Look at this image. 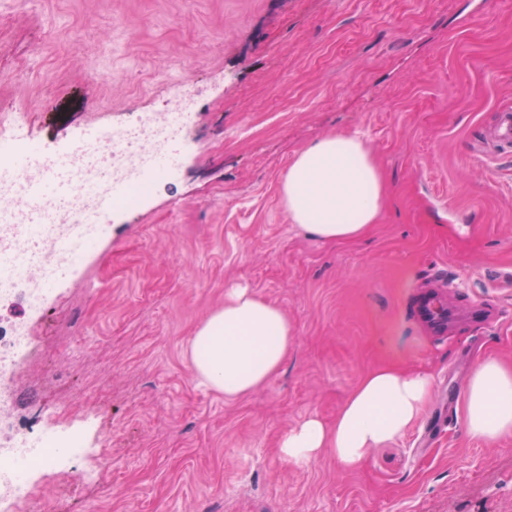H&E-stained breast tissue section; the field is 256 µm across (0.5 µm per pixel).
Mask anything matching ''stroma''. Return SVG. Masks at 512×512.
I'll return each instance as SVG.
<instances>
[{
  "mask_svg": "<svg viewBox=\"0 0 512 512\" xmlns=\"http://www.w3.org/2000/svg\"><path fill=\"white\" fill-rule=\"evenodd\" d=\"M194 102L170 176L106 228L38 307L0 297V342L23 326L0 435L83 436L80 488L33 472L72 512H512V435L462 426L479 358L512 364V0H0V129L65 155L103 126ZM362 134L387 195L354 242L292 224L282 181L327 135ZM443 281L448 331L415 308ZM279 307L293 340L280 371L228 402L185 350L225 288ZM72 346L49 365L42 353ZM424 366L432 394L406 434L359 470L297 466L282 435L332 423L369 369ZM73 470L69 473V478L73 486H84L90 483H95L100 480L102 475H112V456L111 455H100L95 462V471H87L80 469L76 466L71 467Z\"/></svg>",
  "mask_w": 512,
  "mask_h": 512,
  "instance_id": "1",
  "label": "stroma"
}]
</instances>
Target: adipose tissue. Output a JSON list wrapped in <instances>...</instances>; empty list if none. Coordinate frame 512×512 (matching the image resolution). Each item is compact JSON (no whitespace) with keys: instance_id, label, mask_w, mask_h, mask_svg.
I'll return each mask as SVG.
<instances>
[{"instance_id":"obj_1","label":"adipose tissue","mask_w":512,"mask_h":512,"mask_svg":"<svg viewBox=\"0 0 512 512\" xmlns=\"http://www.w3.org/2000/svg\"><path fill=\"white\" fill-rule=\"evenodd\" d=\"M385 184L367 142L329 135L300 151L282 182L288 216L325 242H352L375 224ZM292 331L285 314L245 287L225 290L224 304L197 328L187 353L194 376L233 401L260 388L280 369ZM431 377L395 363L365 372L333 424L310 417L286 431L280 455L301 465L330 453L344 469L362 468L372 452L421 417ZM462 424L468 436L492 443L512 434V367L479 360L465 392Z\"/></svg>"}]
</instances>
